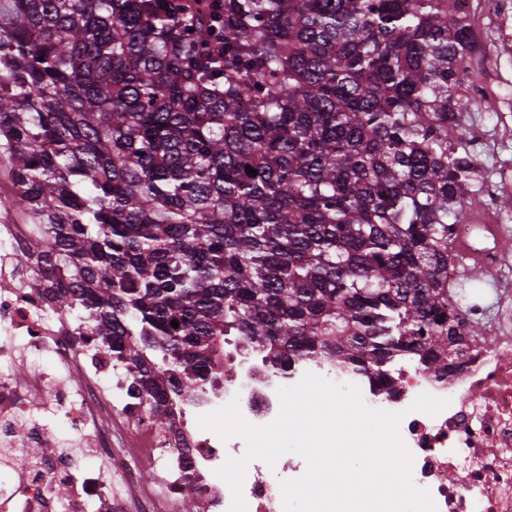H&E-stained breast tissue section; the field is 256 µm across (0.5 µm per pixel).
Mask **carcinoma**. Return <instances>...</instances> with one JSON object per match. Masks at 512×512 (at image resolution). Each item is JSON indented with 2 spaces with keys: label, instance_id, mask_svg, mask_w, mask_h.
<instances>
[{
  "label": "carcinoma",
  "instance_id": "carcinoma-1",
  "mask_svg": "<svg viewBox=\"0 0 512 512\" xmlns=\"http://www.w3.org/2000/svg\"><path fill=\"white\" fill-rule=\"evenodd\" d=\"M459 2L0 0V164L54 308L155 424L234 341L381 382L448 368L481 50Z\"/></svg>",
  "mask_w": 512,
  "mask_h": 512
}]
</instances>
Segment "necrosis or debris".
<instances>
[{
  "label": "necrosis or debris",
  "mask_w": 512,
  "mask_h": 512,
  "mask_svg": "<svg viewBox=\"0 0 512 512\" xmlns=\"http://www.w3.org/2000/svg\"><path fill=\"white\" fill-rule=\"evenodd\" d=\"M20 193L14 183L0 186V512H178L195 481L203 487L198 512H228L231 491L215 471L246 445L200 429L198 416L236 398L247 421L268 425L279 414L278 389L308 372L358 385L369 407L403 412L412 481L429 490L437 512H512V289H500L495 314L470 308L468 321L486 333L454 343L447 371L404 366L382 391L333 358L298 361L284 374L240 346L224 356L223 386L200 389L189 403L172 397L159 429L129 396L126 366L78 320L57 315L34 286L37 265L19 264L32 239L13 206ZM477 223L486 245L475 259L511 278L512 229L494 211L454 225L456 243L469 245ZM423 393L450 404L434 416L411 411ZM143 447L160 492L156 504L138 507L113 493L112 473L128 469ZM81 452L99 460L98 469L81 468ZM305 470L301 458L275 471L253 460L243 484L248 512H283L281 481Z\"/></svg>",
  "instance_id": "obj_1"
}]
</instances>
